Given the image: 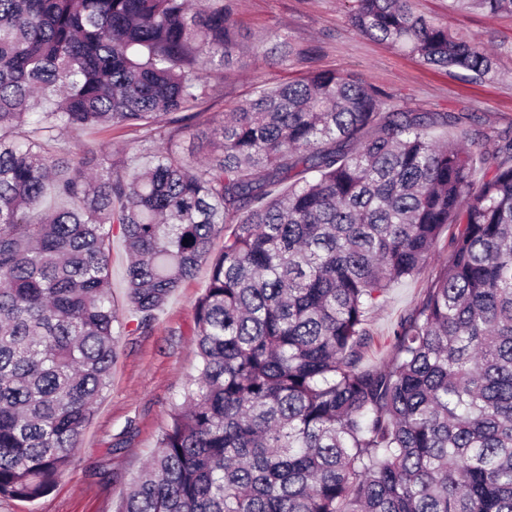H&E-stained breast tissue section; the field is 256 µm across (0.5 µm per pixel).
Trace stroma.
I'll list each match as a JSON object with an SVG mask.
<instances>
[{"instance_id": "35a3bbf8", "label": "stroma", "mask_w": 512, "mask_h": 512, "mask_svg": "<svg viewBox=\"0 0 512 512\" xmlns=\"http://www.w3.org/2000/svg\"><path fill=\"white\" fill-rule=\"evenodd\" d=\"M229 5L245 41L256 51L225 68L221 87L199 107V122L180 134L183 149L198 145L224 113L254 98L257 86L295 81L318 70L346 73L372 84L396 104L429 116L465 114L459 125L431 127L436 140L463 137L491 153L512 137L511 13H453L448 0H414L418 14L490 51L494 73L477 79L359 34L349 21L353 0H229ZM142 136L136 128L109 127L81 133L80 140L89 147H109L113 161H124L132 170L144 161ZM448 254L447 239H440L434 260L414 278L395 284L380 302L363 365L389 357L394 325L420 300ZM126 265L124 239L116 225L111 277L116 356L110 385L95 405L72 465L36 501L0 498V512H115L157 447L186 381L195 375V305L208 285V266L182 283L156 320L144 327L127 299Z\"/></svg>"}]
</instances>
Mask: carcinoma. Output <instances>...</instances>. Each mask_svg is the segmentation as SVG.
Listing matches in <instances>:
<instances>
[{
	"label": "carcinoma",
	"instance_id": "cac0c4a2",
	"mask_svg": "<svg viewBox=\"0 0 512 512\" xmlns=\"http://www.w3.org/2000/svg\"><path fill=\"white\" fill-rule=\"evenodd\" d=\"M354 2L359 33L493 73L412 0ZM241 42L224 0H0V498L55 486L109 386L119 224L141 325L211 272L197 374L117 512H512V139L439 143L464 116L324 70L183 155ZM112 126L148 131L131 175L64 137ZM449 226V261L363 367L375 307Z\"/></svg>",
	"mask_w": 512,
	"mask_h": 512
}]
</instances>
